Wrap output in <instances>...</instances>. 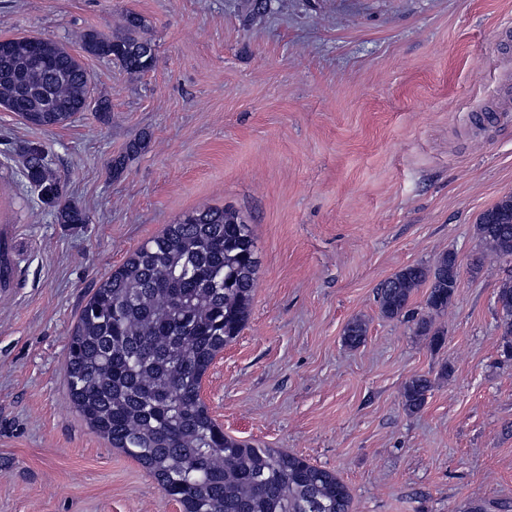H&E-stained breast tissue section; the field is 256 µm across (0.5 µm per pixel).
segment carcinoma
<instances>
[{"label":"carcinoma","mask_w":512,"mask_h":512,"mask_svg":"<svg viewBox=\"0 0 512 512\" xmlns=\"http://www.w3.org/2000/svg\"><path fill=\"white\" fill-rule=\"evenodd\" d=\"M145 20L121 18V33L81 34L82 50L118 63L129 75L150 71L156 45ZM90 74L59 42L34 36L0 39V106L32 126L53 128L86 110ZM21 176L62 224H84L67 199L47 155L29 147ZM477 234L491 256L512 258V196L485 210ZM259 258L249 225L231 209L186 213L144 242L84 305L67 344V386L74 408L159 482L183 512H351L352 496L338 473L279 448H258L229 435L209 415L201 382L215 356L245 327L257 284ZM458 283L456 257L432 266L408 265L377 291L380 314L410 317L414 291L428 288V314L419 335L437 348L444 332L433 316L448 311ZM367 336L350 320L344 344ZM432 388L417 375L402 390L405 408L418 412Z\"/></svg>","instance_id":"carcinoma-1"}]
</instances>
